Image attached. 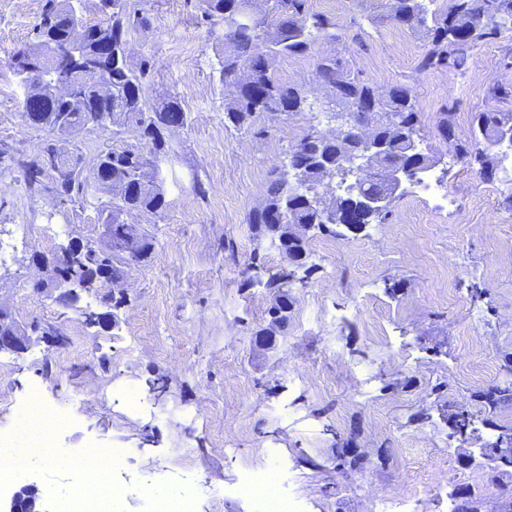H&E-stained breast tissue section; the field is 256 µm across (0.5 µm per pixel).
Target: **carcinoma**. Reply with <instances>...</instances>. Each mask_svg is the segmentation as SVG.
Returning <instances> with one entry per match:
<instances>
[{
    "instance_id": "1",
    "label": "carcinoma",
    "mask_w": 512,
    "mask_h": 512,
    "mask_svg": "<svg viewBox=\"0 0 512 512\" xmlns=\"http://www.w3.org/2000/svg\"><path fill=\"white\" fill-rule=\"evenodd\" d=\"M99 10L109 15L105 24L85 23L84 39L86 57L96 54L102 43L112 44V55H120L127 48L132 32L145 25V19L131 10L129 0H98ZM259 0H200L202 20L207 24L210 36L221 44L218 54L220 80L236 87V95L224 107V124L241 130L247 127L255 114L279 112L293 108L296 112L311 109L308 96L301 89L279 84L270 74V59L285 54H303L319 37L336 38L331 33L330 20L319 14L309 13L307 0H275L277 21L271 24L259 9L249 3ZM386 5L377 0L381 11L369 14L370 22L392 20L409 29H425L430 35V48L419 62V68H445L464 73L468 52L478 42L512 31V0H449L445 8L434 7L435 0H390ZM75 5L71 0H45L40 21L33 28V40L26 49L16 53L20 57H38L46 63L39 77L30 82L31 96L40 94L43 87L54 81L56 68L50 61L70 41L71 15ZM82 15V12L75 13ZM101 78L112 86V98L101 100L96 87H88L83 98L75 99L66 106L33 115L35 127L58 138L77 136L85 129L96 112H110L116 117L115 125L128 128L148 149L127 148L111 150L103 155V184L101 194H109L136 172H143L150 165L151 156L164 150L163 132L188 125V115L177 98L171 97L161 107L150 112L149 120L142 98L143 82L151 70L148 60L137 68L124 70L120 67L100 65ZM317 70L323 82L334 90V108L328 117L340 116L345 126L333 135L311 127L310 132L287 153V160L272 166L268 173V185L263 202L249 217L255 236L262 240L278 237L288 252L297 260L296 268L306 266V242L288 238V225L308 224L311 229L335 236L336 222L324 220L320 209L307 206L288 210L292 190L304 185L319 193L322 183V161L331 163L348 179L350 160L359 149L356 132L359 125L372 116L378 117V134L388 140L387 148L380 157V164L389 166L413 165L425 170L431 159L424 154H408L406 137H419L417 97L405 84L394 86L380 101H373V90L360 80L353 70L351 57L335 55L317 61ZM441 136L462 156L481 163L487 162V149L504 130L512 129V111L494 110L479 112L475 116L474 143H461L451 135L452 113L445 108L439 125ZM484 148H479V145ZM54 144H47L40 155L26 165L30 183L50 180L49 189L54 194L69 195L76 187L89 185L80 173H71L72 166L64 158L56 162L47 160L53 154ZM389 188L381 181H369L339 197L333 210L346 215L355 210L358 196L388 194ZM112 208V238L107 249L88 248L84 258L78 261L75 275H83V267L91 262L99 271L112 274L118 279L120 269L112 263V254L123 253L134 261L147 260L153 244L139 231L127 229L119 216L127 209L145 214L158 215L167 207L165 193L155 181L141 192L129 197H110ZM391 214V207L382 212L360 211L354 229L367 224H383ZM474 400L486 410L493 411L500 404L512 401V381L494 385L473 393Z\"/></svg>"
}]
</instances>
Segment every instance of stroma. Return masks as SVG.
Segmentation results:
<instances>
[{
  "label": "stroma",
  "mask_w": 512,
  "mask_h": 512,
  "mask_svg": "<svg viewBox=\"0 0 512 512\" xmlns=\"http://www.w3.org/2000/svg\"><path fill=\"white\" fill-rule=\"evenodd\" d=\"M133 2L147 24L129 39L130 60L154 62L145 107L177 97L189 124L166 132L165 150L151 158L168 206L129 218L154 249L140 263L116 258L122 304L84 292L66 308L34 289L28 258L71 242L101 246L108 197L76 189L59 200L28 183L24 164L47 134L21 117L25 90L11 59L29 45L44 0H0V302L39 331L25 353L0 354V427L38 388L69 417L60 446L129 449L113 478L124 512H148V490L177 483L196 492L198 512H261L242 480L277 460L299 512H376L378 499L415 492L419 512H453L464 490L481 512H501L512 477L494 475L482 450L512 428V402L488 415L472 394L501 383L512 355V211L502 206L512 171L498 147L486 174L455 158L438 122L452 106L455 137L468 141L474 115L503 105L490 91L512 85V33L471 49L465 74L423 70L424 31L366 21L364 0H307L309 12L335 22L336 37L276 57L271 74L306 92L316 113H263L235 130L224 125L231 90L215 70L220 48L198 0ZM340 53L377 93L413 88L419 147L448 205L413 194L409 181L386 223L310 234V268L298 270L288 326L269 348L257 337L276 296L266 282L285 261L255 239L249 215L270 167L310 127L326 129L318 109L330 92L316 62ZM137 144L127 129L89 127L65 156L86 174L98 155ZM256 252L264 267L254 274ZM88 312L102 321L88 324ZM55 333L65 344L51 342ZM455 406L480 423L463 441L443 418ZM348 442L363 469L343 464Z\"/></svg>",
  "instance_id": "35a3bbf8"
}]
</instances>
